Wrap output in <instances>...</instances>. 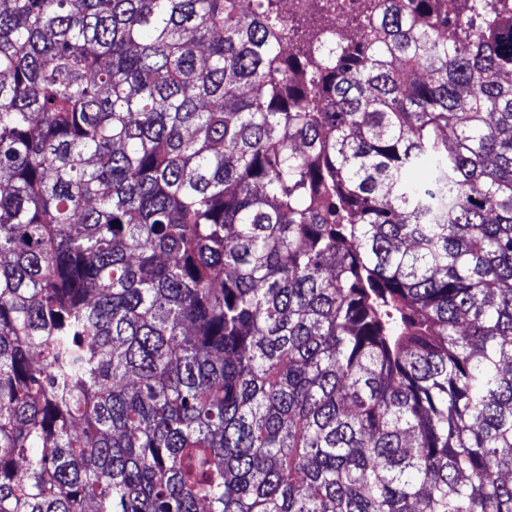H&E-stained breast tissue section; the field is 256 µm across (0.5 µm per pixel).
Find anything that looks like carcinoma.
<instances>
[{"label": "carcinoma", "instance_id": "carcinoma-1", "mask_svg": "<svg viewBox=\"0 0 512 512\" xmlns=\"http://www.w3.org/2000/svg\"><path fill=\"white\" fill-rule=\"evenodd\" d=\"M0 0V512H512V0ZM281 8L282 14L286 17H293L299 13H306L317 5L327 4L328 20H329V35L328 36H317L312 43V46L323 55L328 54V49L323 47L325 39L327 38L330 42H341L338 34L337 27L342 23L343 16L345 13L355 10L360 1L362 0H282ZM328 1V2H327ZM337 1V2H336ZM337 6V7H336Z\"/></svg>", "mask_w": 512, "mask_h": 512}]
</instances>
